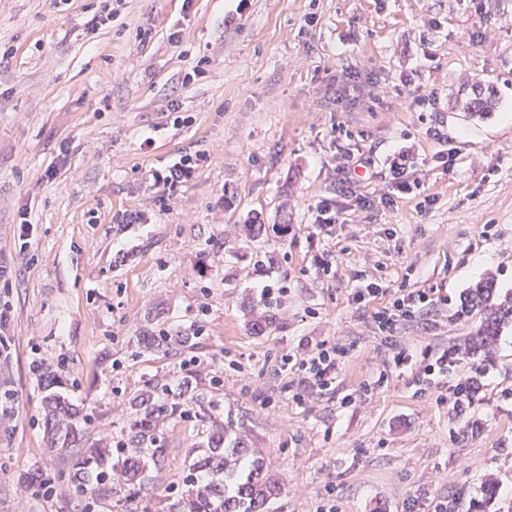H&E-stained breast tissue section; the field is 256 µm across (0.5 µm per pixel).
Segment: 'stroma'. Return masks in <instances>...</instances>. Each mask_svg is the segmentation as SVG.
Listing matches in <instances>:
<instances>
[{
	"mask_svg": "<svg viewBox=\"0 0 512 512\" xmlns=\"http://www.w3.org/2000/svg\"><path fill=\"white\" fill-rule=\"evenodd\" d=\"M237 5L126 0L93 31L102 0H0V300L12 307L0 388L14 395L0 418V512H162L218 433L279 479L267 512H317L331 497L341 512H404L437 496L512 512V324L492 358L457 350L484 320L469 288L491 277L512 291V0ZM346 68L359 88L340 96ZM407 75L436 111L411 106ZM478 85L495 109L471 118L459 105ZM340 150L370 158V206L340 194ZM405 150L427 202L390 180ZM184 152L197 171L163 194L153 175ZM323 199L348 216L326 234ZM357 271L391 294L441 297L397 340L418 359L457 350L451 384L478 389L456 405L408 371L380 381L391 351L372 305L350 295ZM261 284L279 289L275 304ZM323 342L346 352L335 388L295 402L283 358ZM42 359L52 369L34 371ZM54 395L77 411L66 447L49 444ZM153 411L154 441L127 480L122 443ZM93 448L106 453L96 496L74 467ZM37 472L55 496L23 483Z\"/></svg>",
	"mask_w": 512,
	"mask_h": 512,
	"instance_id": "1",
	"label": "stroma"
}]
</instances>
